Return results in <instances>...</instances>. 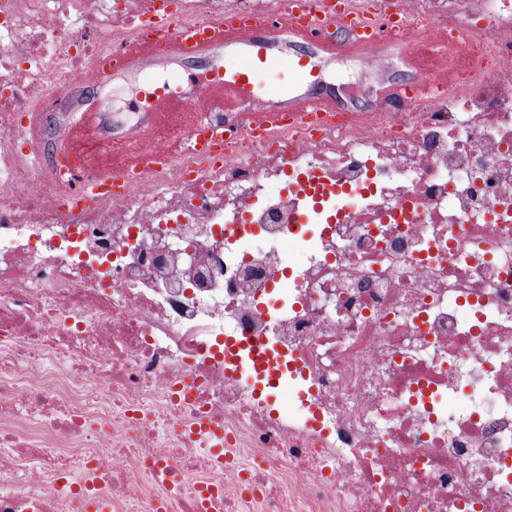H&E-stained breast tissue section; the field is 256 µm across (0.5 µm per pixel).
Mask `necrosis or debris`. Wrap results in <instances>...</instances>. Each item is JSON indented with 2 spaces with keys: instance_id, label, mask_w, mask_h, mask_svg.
<instances>
[{
  "instance_id": "4bbe7bcc",
  "label": "necrosis or debris",
  "mask_w": 512,
  "mask_h": 512,
  "mask_svg": "<svg viewBox=\"0 0 512 512\" xmlns=\"http://www.w3.org/2000/svg\"><path fill=\"white\" fill-rule=\"evenodd\" d=\"M149 2L0 0V512H512V0H399L381 40L458 62L421 111L292 112L264 150L216 112L223 175L22 188L19 114L109 83Z\"/></svg>"
}]
</instances>
